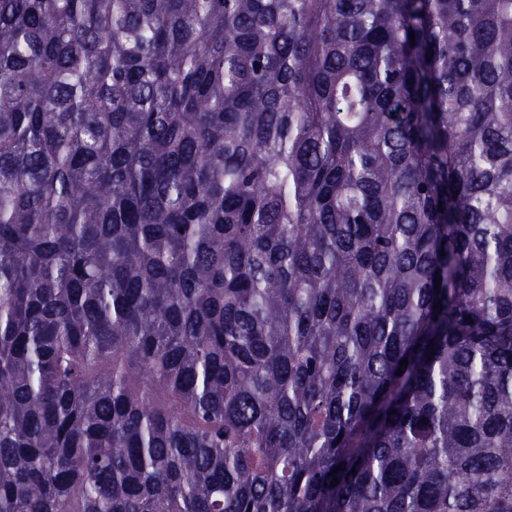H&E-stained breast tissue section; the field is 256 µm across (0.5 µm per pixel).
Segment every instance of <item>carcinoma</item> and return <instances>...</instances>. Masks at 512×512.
<instances>
[{"label": "carcinoma", "instance_id": "cac0c4a2", "mask_svg": "<svg viewBox=\"0 0 512 512\" xmlns=\"http://www.w3.org/2000/svg\"><path fill=\"white\" fill-rule=\"evenodd\" d=\"M0 512H512V0H0Z\"/></svg>", "mask_w": 512, "mask_h": 512}]
</instances>
